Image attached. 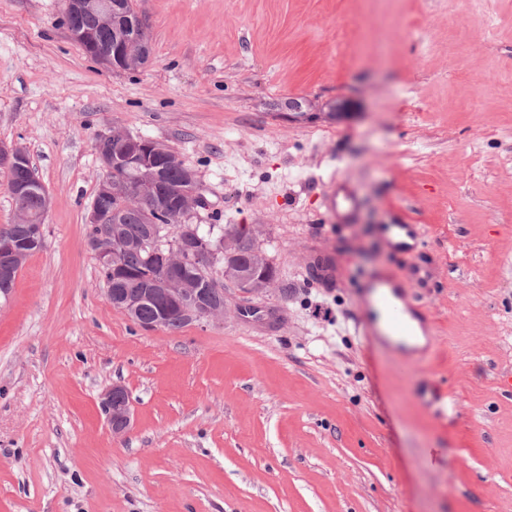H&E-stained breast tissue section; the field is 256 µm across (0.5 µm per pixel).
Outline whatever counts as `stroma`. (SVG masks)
I'll return each mask as SVG.
<instances>
[{
	"label": "stroma",
	"instance_id": "stroma-1",
	"mask_svg": "<svg viewBox=\"0 0 512 512\" xmlns=\"http://www.w3.org/2000/svg\"><path fill=\"white\" fill-rule=\"evenodd\" d=\"M135 7L151 57L114 72L62 0H0V142L51 199L0 295V512H512V0ZM112 130L194 171L192 223L258 226L279 280L257 313L229 287L232 313L170 332L107 301L85 220ZM389 224L421 227L412 252ZM382 272L427 329L408 359L359 333ZM115 384L120 438L99 404ZM29 156L26 149L20 145L8 146L0 143V167L8 171L25 170L28 167ZM102 411L111 428L112 435L124 436L131 430V405L129 394L122 385H112L102 396Z\"/></svg>",
	"mask_w": 512,
	"mask_h": 512
}]
</instances>
